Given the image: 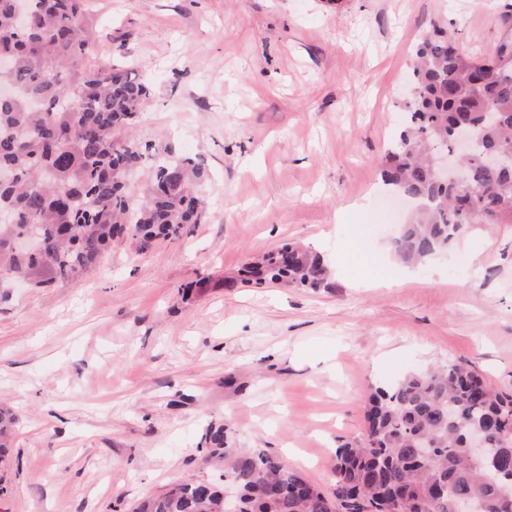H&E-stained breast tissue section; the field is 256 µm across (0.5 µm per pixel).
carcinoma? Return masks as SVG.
I'll return each mask as SVG.
<instances>
[{
    "label": "carcinoma",
    "instance_id": "carcinoma-1",
    "mask_svg": "<svg viewBox=\"0 0 512 512\" xmlns=\"http://www.w3.org/2000/svg\"><path fill=\"white\" fill-rule=\"evenodd\" d=\"M20 27L17 0H0V288L74 280L122 237L137 251L192 231L204 213L207 174L191 158H160L142 194L128 179L153 146L118 133L136 126L150 87L124 62L91 61L98 35L87 0H27ZM409 124L385 156L383 182L418 209L394 239L398 258L419 264L447 253L471 224L512 223V168L484 165L488 151L512 150V33L493 55L475 61L443 31L417 45ZM477 126L479 143L465 159L469 187L440 178L429 148H454V129ZM36 235L42 250L13 242ZM258 287L281 282L317 291L329 287L320 255L296 244L264 253L239 271ZM366 432L336 448L335 483L325 492L262 449L230 446L224 425L203 435L206 462H222L240 492L239 512H452L475 499L478 512H512L489 467L512 473V394L491 388L475 370L450 364L412 372L376 387L364 408ZM15 415L0 408V449ZM487 431V455L466 454L468 430ZM135 512H224L220 484L188 479Z\"/></svg>",
    "mask_w": 512,
    "mask_h": 512
}]
</instances>
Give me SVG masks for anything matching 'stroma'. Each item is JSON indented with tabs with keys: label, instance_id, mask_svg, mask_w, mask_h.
<instances>
[{
	"label": "stroma",
	"instance_id": "obj_1",
	"mask_svg": "<svg viewBox=\"0 0 512 512\" xmlns=\"http://www.w3.org/2000/svg\"><path fill=\"white\" fill-rule=\"evenodd\" d=\"M507 2L90 0L96 58L151 87L137 139L203 164L207 210L80 279L0 288V404L17 416L0 512H132L217 475L198 449L212 422L327 491L370 387L462 363L512 393V224L407 267L391 250L411 206L384 201L379 168L422 36L443 27L486 58ZM290 242L322 255L330 289L235 282Z\"/></svg>",
	"mask_w": 512,
	"mask_h": 512
}]
</instances>
